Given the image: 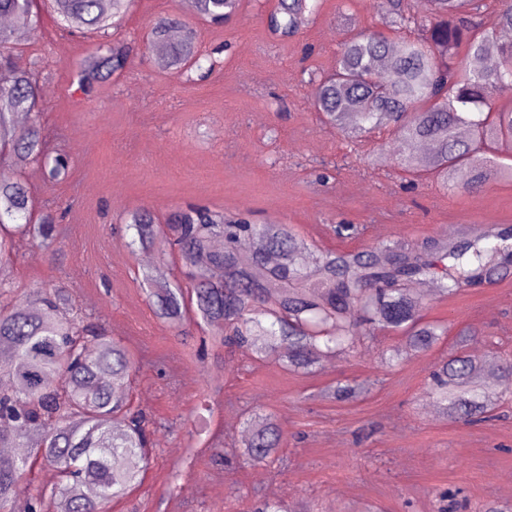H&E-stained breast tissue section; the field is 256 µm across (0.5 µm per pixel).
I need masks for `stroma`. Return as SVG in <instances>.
<instances>
[{
	"label": "stroma",
	"mask_w": 512,
	"mask_h": 512,
	"mask_svg": "<svg viewBox=\"0 0 512 512\" xmlns=\"http://www.w3.org/2000/svg\"><path fill=\"white\" fill-rule=\"evenodd\" d=\"M276 6L241 0L236 17L213 26L180 0H132L111 31L133 46L130 67L90 97L72 73L97 35H69L44 5L38 28L15 37L14 70L35 69L41 86L25 118L71 167L51 183L34 160L0 163L27 186L33 220L61 217L52 247L16 235L0 277L20 290L66 289L74 310L120 340L136 361L132 398L154 430L141 485L108 512H251L267 497L307 512H437L440 489L454 492L452 512L512 506V392L497 385L486 419L466 425L448 420L429 390L462 328L472 332L467 353L493 355L498 369L512 362V274L454 297L427 293L424 321L448 332L426 352L382 362L404 337L379 331L309 373L286 369L278 353L255 360L204 348L211 328L191 322L176 334L147 296L144 254L131 250L125 229L127 214L142 208L161 224L203 205L289 225L331 250L419 244L466 224L512 227V180L469 192L425 176L406 187L392 131L352 143L313 108L310 80L333 68L343 17L393 38L413 29L384 26L376 0H321L296 36L282 38L266 22ZM174 14L196 29L214 63L208 77L155 66L148 33ZM337 224L358 233L337 237ZM344 380L368 389L337 400L329 389ZM256 411L274 417L284 439L266 465L237 456Z\"/></svg>",
	"instance_id": "obj_1"
}]
</instances>
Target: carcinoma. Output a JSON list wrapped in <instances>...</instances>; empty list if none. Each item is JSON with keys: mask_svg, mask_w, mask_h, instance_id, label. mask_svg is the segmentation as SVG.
I'll return each instance as SVG.
<instances>
[{"mask_svg": "<svg viewBox=\"0 0 512 512\" xmlns=\"http://www.w3.org/2000/svg\"><path fill=\"white\" fill-rule=\"evenodd\" d=\"M48 2L65 30L83 34L111 28L130 0ZM491 2L486 21V0H425L419 18L410 14L408 0H379L388 22L401 28L412 23L416 36L390 39L371 31L347 38L333 70L311 79L315 110L351 141L393 129L400 140L398 165L410 175L426 172L450 189L468 191L512 179V164L494 156L497 141L512 139V106L495 100L496 89L512 83V0ZM319 3L279 0L268 27L292 37ZM239 5L195 0L197 14L216 25L236 16ZM1 17L11 21L0 26V68H8L15 30L39 25L37 0H0ZM149 44L161 70H213L197 32L176 18L156 22ZM489 51L497 55L495 67L463 64L462 57ZM132 53L123 41L97 45L75 76L77 90L91 95L97 83L129 67ZM38 94L32 73L17 72L0 84V159H39L47 179L58 182L68 173L70 156L45 152L37 122L15 124ZM28 210L26 186L0 181V266L11 260L17 231L44 247L55 242L58 216L23 224ZM128 227L132 249L176 251L189 279L187 292L160 265L144 271L142 283L161 318L178 329L190 310L198 322L224 327L212 336L214 345H232L258 359L279 351L293 370L315 369L377 331L404 333L398 356L426 351L443 329L421 322L424 302L409 282L429 277L437 295L447 298L512 272V229L484 224L421 245L390 240L314 252L286 224H253L207 207L177 211L164 226L148 210H137ZM69 306L63 288H32L16 299L0 287V448L29 444L25 455L0 458V512H11L38 466L55 468L59 481L30 497L29 512H105L112 499L140 485L149 468L150 419L130 399L135 360L121 342L80 318L56 316ZM362 390L340 381L332 395L349 400ZM491 391L480 379V364L464 353L450 356L431 375V394L457 422L481 420ZM280 442L277 424L256 414L238 453L263 463Z\"/></svg>", "mask_w": 512, "mask_h": 512, "instance_id": "obj_1", "label": "carcinoma"}]
</instances>
